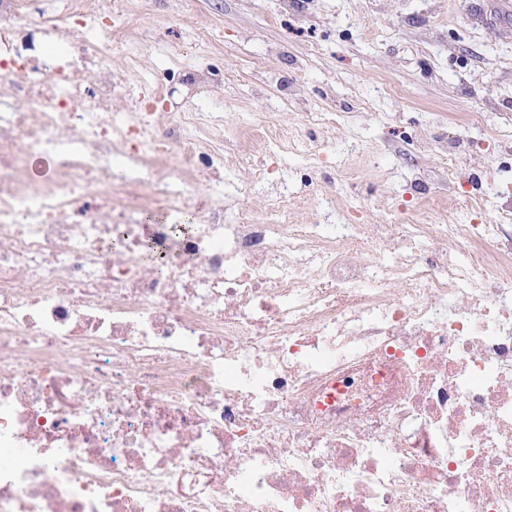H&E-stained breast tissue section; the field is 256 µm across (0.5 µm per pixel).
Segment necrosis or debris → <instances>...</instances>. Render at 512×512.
Listing matches in <instances>:
<instances>
[{"mask_svg":"<svg viewBox=\"0 0 512 512\" xmlns=\"http://www.w3.org/2000/svg\"><path fill=\"white\" fill-rule=\"evenodd\" d=\"M22 23L61 64L15 52ZM128 24L0 0V512H512V209L431 224L418 178L364 223L377 155L322 171V112L319 141L253 119L216 145L201 102L147 111L162 87L112 68ZM286 154L340 183L323 222L295 223ZM225 166L235 172L236 180L241 189L237 195V208L251 215L259 214L265 207L266 196L263 192L249 185L250 173L247 166L241 165L238 158L229 153L224 156Z\"/></svg>","mask_w":512,"mask_h":512,"instance_id":"4bbe7bcc","label":"necrosis or debris"}]
</instances>
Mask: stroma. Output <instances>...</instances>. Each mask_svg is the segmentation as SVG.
Here are the masks:
<instances>
[{
    "mask_svg": "<svg viewBox=\"0 0 512 512\" xmlns=\"http://www.w3.org/2000/svg\"><path fill=\"white\" fill-rule=\"evenodd\" d=\"M142 19L139 58L117 52L114 68L130 82L153 81L157 112L203 100L223 139L243 117L301 127L308 112H332L334 140L324 163L349 144L379 154L380 173L352 202L367 220L389 223L411 197L417 170L444 198L447 223L466 222L456 207L441 151L470 143L463 167L473 190L496 189L485 220L512 205V16L495 0H121Z\"/></svg>",
    "mask_w": 512,
    "mask_h": 512,
    "instance_id": "obj_1",
    "label": "stroma"
}]
</instances>
